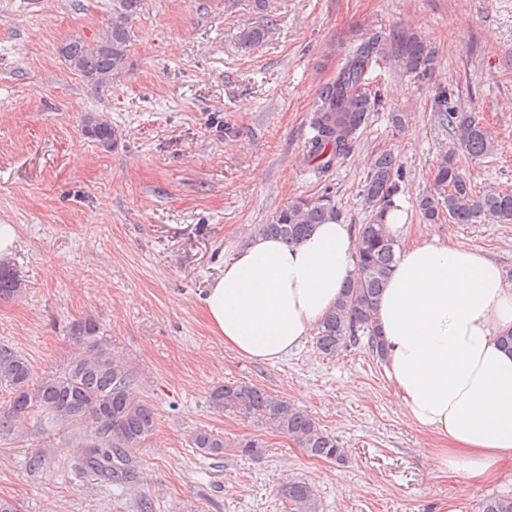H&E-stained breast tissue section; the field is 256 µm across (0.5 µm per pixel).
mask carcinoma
<instances>
[{"instance_id":"carcinoma-1","label":"carcinoma","mask_w":512,"mask_h":512,"mask_svg":"<svg viewBox=\"0 0 512 512\" xmlns=\"http://www.w3.org/2000/svg\"><path fill=\"white\" fill-rule=\"evenodd\" d=\"M143 2L116 0L112 19L97 42L90 44L80 37L65 42L59 52L69 68L96 87L112 84V78L125 67L132 22L140 14ZM392 58L401 61L405 73L415 80H426L434 73V50L407 30L374 35L354 45L336 76L320 87L309 119L312 135L307 157L316 163L317 171L330 170L353 150L358 132L380 105L379 96L370 87L369 73ZM431 111L447 131L457 136L469 157L490 153L491 137L479 115L461 111L447 86L435 87ZM85 132L105 148L117 141L111 123L100 115L87 118ZM402 183L401 166L392 154L374 157L362 191L370 216L358 228L354 243L357 274L317 328L315 347L325 356L334 357L363 342L372 356L384 359L375 312L396 263L398 246L385 223V213L391 198L402 190ZM417 207L428 224L445 219L455 224L485 220L512 223V192L473 193L456 155L446 151L434 171L433 192L420 196ZM341 216L327 195L301 199L283 206L269 223L259 225L258 234L296 244L315 225L338 221ZM24 290L17 272L0 266V298L17 297ZM69 335L86 354L75 358L62 373L37 382L22 357L0 350V386L11 393L4 424L12 425L34 407L56 418L83 424L92 430L97 441L87 447L81 466L107 480H131L136 475L133 450L156 431L155 410L139 396L130 370L113 355L112 341L100 335L95 321L86 318L72 323ZM209 402L218 412L238 414L287 435L312 458L341 463L347 457L336 438L320 429L308 414L254 385H219L211 390ZM193 445L205 458L224 457V437L217 433L200 431L194 434ZM283 496L290 512H319L315 490L303 481L288 483ZM478 512H512V497H487L479 503Z\"/></svg>"}]
</instances>
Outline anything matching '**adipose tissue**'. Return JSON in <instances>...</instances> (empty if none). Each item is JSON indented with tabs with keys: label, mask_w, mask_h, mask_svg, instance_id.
<instances>
[{
	"label": "adipose tissue",
	"mask_w": 512,
	"mask_h": 512,
	"mask_svg": "<svg viewBox=\"0 0 512 512\" xmlns=\"http://www.w3.org/2000/svg\"><path fill=\"white\" fill-rule=\"evenodd\" d=\"M357 271L354 236L335 221L297 244L256 235L204 297L226 349L275 362L297 349ZM377 323L385 371L411 422L445 441L450 472L495 479L512 465V285L500 266L439 239L404 247Z\"/></svg>",
	"instance_id": "obj_1"
}]
</instances>
